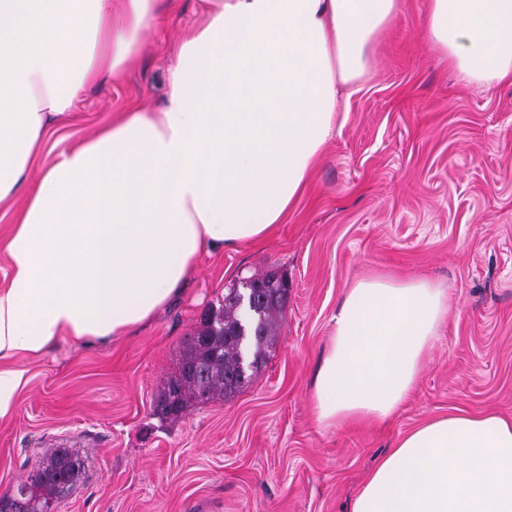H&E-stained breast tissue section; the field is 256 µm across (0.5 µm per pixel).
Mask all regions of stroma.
Returning a JSON list of instances; mask_svg holds the SVG:
<instances>
[{
    "instance_id": "obj_1",
    "label": "stroma",
    "mask_w": 512,
    "mask_h": 512,
    "mask_svg": "<svg viewBox=\"0 0 512 512\" xmlns=\"http://www.w3.org/2000/svg\"><path fill=\"white\" fill-rule=\"evenodd\" d=\"M427 4L401 0L344 125L271 235L202 254L181 294L126 335L63 338L11 361L24 383L0 419V496L64 445L87 470L50 512H350L376 463L426 420L512 418V81L460 80L429 47ZM204 5L173 0L146 28L136 66L84 85L31 177L117 114L162 108ZM270 270L288 296L264 368L233 397L160 421L153 404L204 311ZM371 272L442 283L448 320L393 420L328 428L313 410V371L345 289Z\"/></svg>"
}]
</instances>
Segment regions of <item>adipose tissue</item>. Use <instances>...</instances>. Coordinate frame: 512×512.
Wrapping results in <instances>:
<instances>
[{"instance_id":"ef3b65f1","label":"adipose tissue","mask_w":512,"mask_h":512,"mask_svg":"<svg viewBox=\"0 0 512 512\" xmlns=\"http://www.w3.org/2000/svg\"><path fill=\"white\" fill-rule=\"evenodd\" d=\"M162 111L135 109L65 149L34 186L44 130L82 86L137 58L162 0H0V361L60 337L108 340L150 320L199 256L274 231L346 114L400 0H210ZM430 46L468 83L512 77V0H429ZM448 315L426 278L347 289L312 399L325 425L384 423ZM351 512H512V420L454 413L401 436Z\"/></svg>"}]
</instances>
